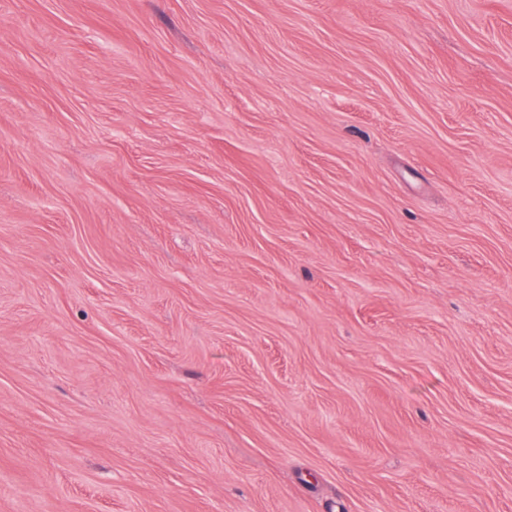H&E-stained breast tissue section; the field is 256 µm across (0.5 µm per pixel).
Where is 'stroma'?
<instances>
[{
	"mask_svg": "<svg viewBox=\"0 0 512 512\" xmlns=\"http://www.w3.org/2000/svg\"><path fill=\"white\" fill-rule=\"evenodd\" d=\"M0 512H512V0H0Z\"/></svg>",
	"mask_w": 512,
	"mask_h": 512,
	"instance_id": "obj_1",
	"label": "stroma"
}]
</instances>
